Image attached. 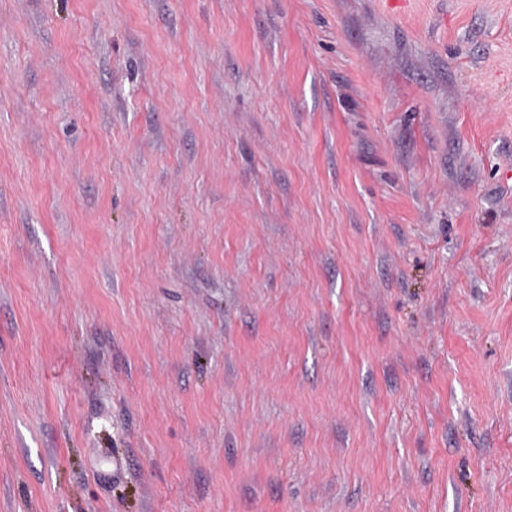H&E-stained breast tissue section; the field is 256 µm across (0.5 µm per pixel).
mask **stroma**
Listing matches in <instances>:
<instances>
[{
	"label": "stroma",
	"instance_id": "1",
	"mask_svg": "<svg viewBox=\"0 0 512 512\" xmlns=\"http://www.w3.org/2000/svg\"><path fill=\"white\" fill-rule=\"evenodd\" d=\"M512 0H0V512H512Z\"/></svg>",
	"mask_w": 512,
	"mask_h": 512
}]
</instances>
